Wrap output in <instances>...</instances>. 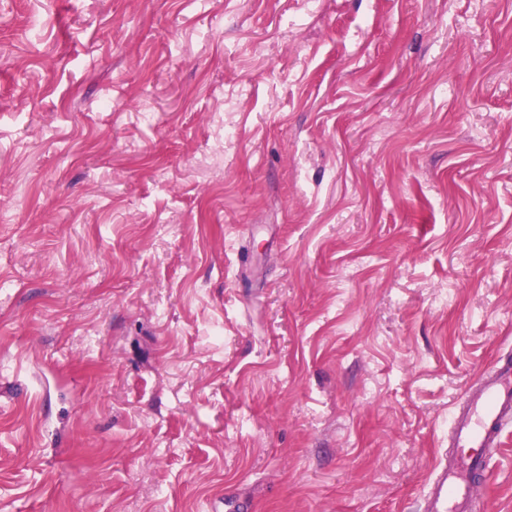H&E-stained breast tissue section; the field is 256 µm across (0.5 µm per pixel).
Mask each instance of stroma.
I'll use <instances>...</instances> for the list:
<instances>
[{
  "label": "stroma",
  "instance_id": "1",
  "mask_svg": "<svg viewBox=\"0 0 512 512\" xmlns=\"http://www.w3.org/2000/svg\"><path fill=\"white\" fill-rule=\"evenodd\" d=\"M507 359L512 0H0V512H421Z\"/></svg>",
  "mask_w": 512,
  "mask_h": 512
}]
</instances>
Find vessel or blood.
Returning <instances> with one entry per match:
<instances>
[{"label":"vessel or blood","instance_id":"obj_1","mask_svg":"<svg viewBox=\"0 0 512 512\" xmlns=\"http://www.w3.org/2000/svg\"><path fill=\"white\" fill-rule=\"evenodd\" d=\"M512 415V362L496 366L464 405L451 413L457 455L439 464L424 496L422 512H471V475L486 473L488 444L502 436Z\"/></svg>","mask_w":512,"mask_h":512}]
</instances>
